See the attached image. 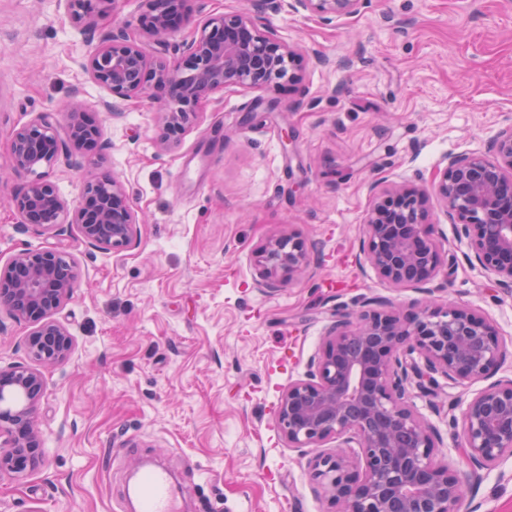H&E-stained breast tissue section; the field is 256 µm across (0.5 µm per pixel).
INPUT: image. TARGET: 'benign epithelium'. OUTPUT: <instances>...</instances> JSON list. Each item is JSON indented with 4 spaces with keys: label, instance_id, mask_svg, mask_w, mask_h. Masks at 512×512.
<instances>
[{
    "label": "benign epithelium",
    "instance_id": "obj_1",
    "mask_svg": "<svg viewBox=\"0 0 512 512\" xmlns=\"http://www.w3.org/2000/svg\"><path fill=\"white\" fill-rule=\"evenodd\" d=\"M66 2L70 19L94 44L84 68L114 98L103 101L105 111L117 117L118 101L152 99L164 145L178 143L201 104L219 90L302 82L301 55L244 8L207 16L171 56L159 57L143 50L139 29L165 41L188 20L187 0H144L139 26L98 39V18L118 0ZM364 2L293 0L291 7L332 23L358 14ZM100 138V127L77 99L68 105L65 124L40 115L14 131L10 166L32 176L10 199L21 224L52 235L74 224L85 244L113 252L136 245L139 220L119 179L87 181L76 206L48 179L47 169L62 152ZM435 204L465 242L468 262L512 286V125L496 134L488 153L448 157L430 192L373 184L360 255L392 287L422 290L454 265L455 256L441 252L429 222ZM254 255L256 285L269 289L310 260L305 240L291 231L262 240ZM77 278L74 259L53 249L24 250L0 267V303L34 325L27 349L35 363L0 366V475L32 471L43 461L35 425L44 393L39 367L65 361L73 349L67 328L49 314L72 299ZM363 306L355 317L336 312L304 377L282 392L277 421L288 447L319 449L309 466L334 512H475L465 485L477 480L479 470L512 456V377L493 379L505 356L494 324L456 304ZM439 376L452 385L487 382L456 400L460 417L451 420L461 426L457 448L471 466L468 472L434 460L435 432L408 402V384L424 391ZM332 439L340 451L321 450Z\"/></svg>",
    "mask_w": 512,
    "mask_h": 512
}]
</instances>
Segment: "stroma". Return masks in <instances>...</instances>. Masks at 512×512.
<instances>
[{"label": "stroma", "instance_id": "1", "mask_svg": "<svg viewBox=\"0 0 512 512\" xmlns=\"http://www.w3.org/2000/svg\"><path fill=\"white\" fill-rule=\"evenodd\" d=\"M290 0H190L189 38L208 15L247 9L303 58L299 86H231L204 104L181 140L160 143L149 100L106 112L109 94L84 70L92 46L64 0H0V267L55 245L77 262L78 285L56 317L74 338L69 358L42 368L35 421L43 464L0 476V512H121L135 465L166 469L183 512H331L303 450L288 447L278 399L331 326L337 307L366 298L409 305L360 267L371 186L430 187L449 155L487 153L512 124V0H367L326 24ZM323 56V63L312 60ZM79 99L100 145L58 158L49 178L68 202L108 174L144 217L134 248L53 237L20 224L9 197L26 178L9 166L14 129L39 113L65 121ZM442 251L437 302L467 306L497 327L512 375V288L472 267L446 214L434 210ZM293 231L309 266L291 283L258 288L255 245ZM32 327L0 305V365L29 363ZM478 389L441 379L408 401L438 435V461L466 464L451 405ZM480 512H512V457L485 471Z\"/></svg>", "mask_w": 512, "mask_h": 512}]
</instances>
